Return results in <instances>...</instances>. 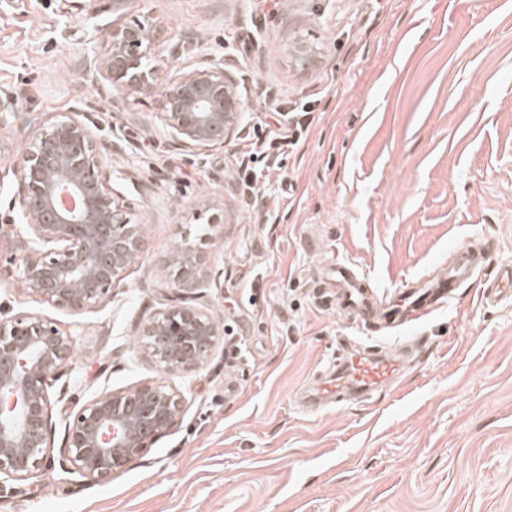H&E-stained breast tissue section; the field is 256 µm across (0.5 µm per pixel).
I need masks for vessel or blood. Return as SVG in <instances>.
I'll list each match as a JSON object with an SVG mask.
<instances>
[{
  "instance_id": "obj_1",
  "label": "vessel or blood",
  "mask_w": 512,
  "mask_h": 512,
  "mask_svg": "<svg viewBox=\"0 0 512 512\" xmlns=\"http://www.w3.org/2000/svg\"><path fill=\"white\" fill-rule=\"evenodd\" d=\"M456 266L448 274L421 284L410 280L404 283V303L395 315L399 327L411 329L453 301L458 288L471 282L476 262H488L490 250H483L479 260L470 257L471 247L462 242L455 246ZM336 290V310L355 314L360 326H367L375 311L365 302L363 280L351 265L331 255L320 262ZM407 356L401 349L374 351L364 346H352L336 363L318 375L306 395L313 407L338 404L344 401L367 400L389 389L404 371Z\"/></svg>"
}]
</instances>
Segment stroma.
Masks as SVG:
<instances>
[{
    "label": "stroma",
    "mask_w": 512,
    "mask_h": 512,
    "mask_svg": "<svg viewBox=\"0 0 512 512\" xmlns=\"http://www.w3.org/2000/svg\"><path fill=\"white\" fill-rule=\"evenodd\" d=\"M145 25L152 86L113 84L111 32ZM230 58L247 101L234 136L180 147L159 109L185 71ZM308 130L245 203L237 159L271 106ZM80 114L116 199L141 225L140 258L104 303L70 312L23 290L25 223L9 202L28 132ZM0 317L56 322L74 357L49 384L52 460L0 494V512H512V301L476 285L408 332L361 331L319 285L309 239L371 289L440 275L453 246L497 243L478 282L512 264V0H0ZM203 258L191 289L224 330L200 368L164 375L144 325L176 294L181 240ZM407 345L370 403L305 411L301 391L340 344ZM162 379L173 426L112 480L66 472L63 412Z\"/></svg>",
    "instance_id": "1"
}]
</instances>
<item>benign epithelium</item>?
I'll list each match as a JSON object with an SVG mask.
<instances>
[{
  "label": "benign epithelium",
  "mask_w": 512,
  "mask_h": 512,
  "mask_svg": "<svg viewBox=\"0 0 512 512\" xmlns=\"http://www.w3.org/2000/svg\"><path fill=\"white\" fill-rule=\"evenodd\" d=\"M112 53L103 64L115 81L139 89L153 83L145 70L149 44L143 27L112 29ZM232 61H214L185 73L160 100L179 144L205 150L230 138L245 102L231 75ZM13 203L27 227L17 267L21 288L53 306L81 312L104 302L112 285L141 255V225L127 222L112 183L122 169L102 164L89 126L75 115L49 120L29 133V147L13 169ZM182 289L204 280L203 262L187 243L176 246ZM222 335L219 324L177 294L144 326L143 348L168 374L200 367ZM73 357L57 324L36 315L0 319V475L36 477L50 454L52 418L46 389ZM182 412V398L163 381L105 391L67 413L65 448L73 472L109 480L140 457Z\"/></svg>",
  "instance_id": "1"
}]
</instances>
